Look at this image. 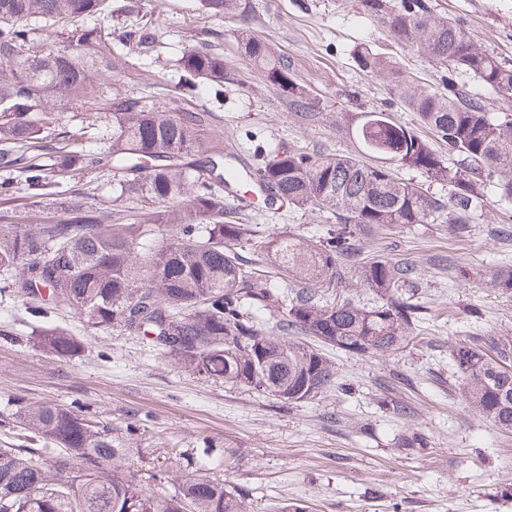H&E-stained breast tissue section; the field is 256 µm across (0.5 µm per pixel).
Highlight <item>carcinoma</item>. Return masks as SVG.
<instances>
[{"instance_id": "carcinoma-1", "label": "carcinoma", "mask_w": 512, "mask_h": 512, "mask_svg": "<svg viewBox=\"0 0 512 512\" xmlns=\"http://www.w3.org/2000/svg\"><path fill=\"white\" fill-rule=\"evenodd\" d=\"M216 15L247 22L250 0H203ZM394 39L448 65V91L407 94L419 122L460 158L455 169L413 128L383 112L344 117L342 130L360 155H312L281 143L252 175L226 162L223 142L210 131L206 109L175 108L188 101L195 80L222 95L224 55L212 49L216 34L177 59L185 80L172 90L112 91L103 74L133 78L136 63L125 42H142L135 0H0V196L41 191L70 182L83 170L110 167L124 174L116 199L130 205L118 223L87 205L73 189L53 208L60 216L40 224H0V288L23 298L31 316L64 306L98 328L118 327L140 336L180 367L288 403L321 397L336 386V366L322 351L385 355L412 339L421 307L408 289L406 262L363 255L361 236L376 230L448 221L458 237L469 233L471 213L492 193L512 201V110L489 111L454 79L469 75L512 105V61L495 56L460 26L435 13L426 0H364ZM120 12L119 37L99 23ZM67 34L59 49L48 33ZM237 45L260 77L278 87L309 116L316 106L288 56L242 27ZM358 67L400 77L392 61L369 49L356 51ZM83 114L90 151L55 146L45 135L44 114L56 109ZM112 113V135L100 131L92 112ZM419 171L427 182L448 186V200L422 183L399 179L394 167ZM238 196L262 188L294 208L319 207L336 223L313 239L295 233L270 237L251 224L226 219L224 189ZM162 209L143 210L144 202ZM165 232L149 238V225ZM250 245L269 269L305 284L279 303L272 281L244 270L239 249ZM373 293L359 304L332 290L346 270ZM492 287L512 292V265L494 268ZM277 310L269 323L263 310ZM34 344L58 358L82 343L52 326L32 329ZM458 391L485 420L512 431V349L493 336L452 349ZM1 422L20 428L23 440L0 448V512H251L241 489L205 473L173 479L185 452L167 451L154 465L134 433L112 435L87 407L30 402ZM149 464L143 477L130 458ZM177 482L170 494L166 486Z\"/></svg>"}]
</instances>
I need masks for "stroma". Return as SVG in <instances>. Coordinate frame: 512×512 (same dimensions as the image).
I'll use <instances>...</instances> for the list:
<instances>
[{"instance_id":"stroma-1","label":"stroma","mask_w":512,"mask_h":512,"mask_svg":"<svg viewBox=\"0 0 512 512\" xmlns=\"http://www.w3.org/2000/svg\"><path fill=\"white\" fill-rule=\"evenodd\" d=\"M149 41H131L142 64L138 83L177 82L175 59L201 30L215 33L224 55V94L200 85L195 100L214 112L236 169L256 170L267 153L288 142L312 154H358L337 129L346 113L377 111L419 128L393 80L360 70L358 47L392 57L412 86L440 91L447 68L398 44L363 0H252L249 27L293 62L318 107L302 119L282 92L265 83L237 49L240 22L205 11L201 0H139ZM485 50L512 60V0H428ZM88 205L114 220L111 172L84 171ZM236 223L267 234L319 235L329 214L319 208L254 204ZM366 254L407 261L410 287L426 314L414 340L390 355L361 356L327 348L337 386L320 398L288 404L240 388L213 384L185 371L145 339L117 328H92L74 310L50 313L48 325L83 345L59 359L33 346L35 319L21 297H0V413L31 401L86 406L117 433L136 431L150 457L166 448L200 458L205 439L215 450L212 477L247 489L254 512L299 503L306 512H512V432L479 416L457 392L450 351L460 342L496 336L512 343V293L489 284V272L512 264V202L485 196L470 232L456 237L433 221L379 230L362 240ZM423 446L405 448L404 436Z\"/></svg>"}]
</instances>
